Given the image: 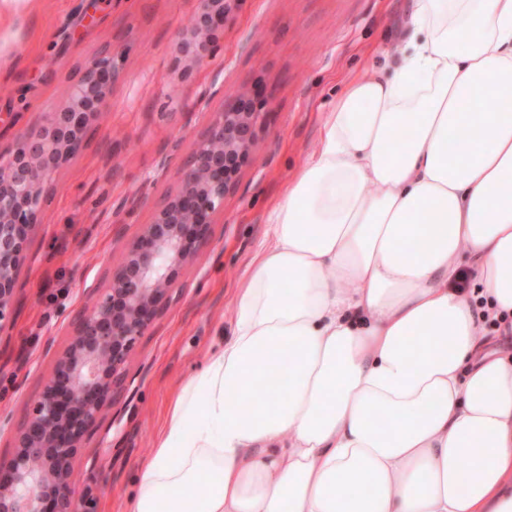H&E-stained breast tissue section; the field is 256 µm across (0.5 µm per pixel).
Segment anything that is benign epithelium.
<instances>
[{"label":"benign epithelium","mask_w":512,"mask_h":512,"mask_svg":"<svg viewBox=\"0 0 512 512\" xmlns=\"http://www.w3.org/2000/svg\"><path fill=\"white\" fill-rule=\"evenodd\" d=\"M227 9L225 0H199L184 34L185 68L206 64ZM114 75L112 58L93 61L71 87L65 107L43 113L0 156V332L14 319L19 268L46 188L83 151ZM261 125L262 112L247 91L212 113L181 160L177 191L128 243L104 294L78 316L74 338L20 427L14 450L0 455V512H97L94 493L78 497L70 487L72 460L124 390L135 343L169 302L180 268L210 239L213 217L236 189Z\"/></svg>","instance_id":"1"}]
</instances>
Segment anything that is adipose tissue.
<instances>
[{
  "instance_id": "ef3b65f1",
  "label": "adipose tissue",
  "mask_w": 512,
  "mask_h": 512,
  "mask_svg": "<svg viewBox=\"0 0 512 512\" xmlns=\"http://www.w3.org/2000/svg\"><path fill=\"white\" fill-rule=\"evenodd\" d=\"M268 225L125 512H512V0H413Z\"/></svg>"
}]
</instances>
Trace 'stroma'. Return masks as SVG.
Listing matches in <instances>:
<instances>
[{"mask_svg":"<svg viewBox=\"0 0 512 512\" xmlns=\"http://www.w3.org/2000/svg\"><path fill=\"white\" fill-rule=\"evenodd\" d=\"M198 0H39L0 18V153L89 63L113 57L110 96L86 147L56 174L29 235L18 309L0 333V455L91 309L85 288L108 287L126 243L177 188L171 144L189 153L225 98L248 88L263 113L251 161L224 199L213 234L184 265L171 299L133 351L119 410L106 416L74 459L71 488L93 490L98 512H125L176 391L230 331L233 297L268 231L267 214L319 145L325 112L366 62L383 65L410 0H236L207 66L185 70L180 42ZM222 94L198 102L214 79Z\"/></svg>","mask_w":512,"mask_h":512,"instance_id":"35a3bbf8","label":"stroma"}]
</instances>
